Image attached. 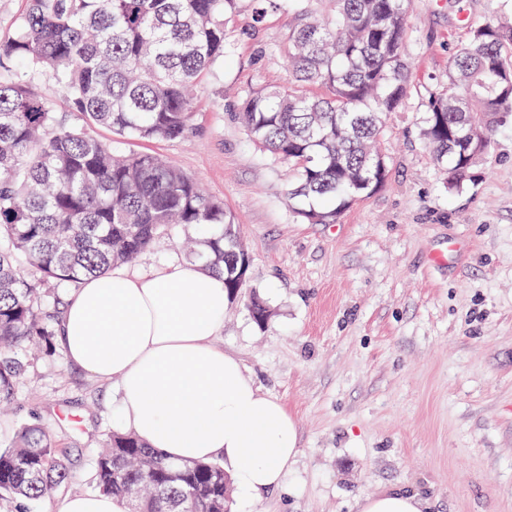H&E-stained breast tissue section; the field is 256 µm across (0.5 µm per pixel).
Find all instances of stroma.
<instances>
[{"label": "stroma", "mask_w": 512, "mask_h": 512, "mask_svg": "<svg viewBox=\"0 0 512 512\" xmlns=\"http://www.w3.org/2000/svg\"><path fill=\"white\" fill-rule=\"evenodd\" d=\"M511 16L512 0H413V91L387 118L388 179L333 224L295 217L286 168L236 118L250 91L292 81L280 56L288 0L258 28L246 13L229 28L223 66L198 79L188 139L128 143L223 200L250 256L246 290L271 311L260 324L232 300L217 342L285 405L300 451L281 488L254 504L234 498L232 512H359L389 488L419 493L430 512H512V121L494 133L478 184L455 192L420 136L427 92L447 84L470 25ZM119 397L118 382L61 355L26 372L0 412V444L37 415L70 470L40 512L92 493Z\"/></svg>", "instance_id": "stroma-1"}]
</instances>
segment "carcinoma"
Segmentation results:
<instances>
[{
    "label": "carcinoma",
    "instance_id": "obj_1",
    "mask_svg": "<svg viewBox=\"0 0 512 512\" xmlns=\"http://www.w3.org/2000/svg\"><path fill=\"white\" fill-rule=\"evenodd\" d=\"M0 40V402L15 401L29 348L52 356L59 292L128 264L176 227L198 238L188 258L225 278L231 298L246 250L224 202L160 156L121 152L104 127L134 140H176L193 128L196 81L228 53L226 28L244 0H27ZM283 52L293 83L258 88L238 120L251 141L288 165V199L308 224H334L389 173L377 148L386 118L411 90V0H291ZM58 81L79 121L53 112L32 76ZM512 115V26H470L431 90L420 135L448 190L480 179L491 132ZM56 293L42 304L45 290ZM69 471L50 434L22 423L0 450V508L34 512ZM97 491L129 512H231L218 460L168 461L134 435L109 431L93 463ZM139 498H128L130 487Z\"/></svg>",
    "mask_w": 512,
    "mask_h": 512
}]
</instances>
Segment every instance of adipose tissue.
I'll use <instances>...</instances> for the list:
<instances>
[{"mask_svg": "<svg viewBox=\"0 0 512 512\" xmlns=\"http://www.w3.org/2000/svg\"><path fill=\"white\" fill-rule=\"evenodd\" d=\"M229 303L222 277L178 257L119 267L72 290L58 342L91 378L119 382L124 431L175 462L220 459L240 496L258 502L282 486L298 432L215 344Z\"/></svg>", "mask_w": 512, "mask_h": 512, "instance_id": "ef3b65f1", "label": "adipose tissue"}]
</instances>
